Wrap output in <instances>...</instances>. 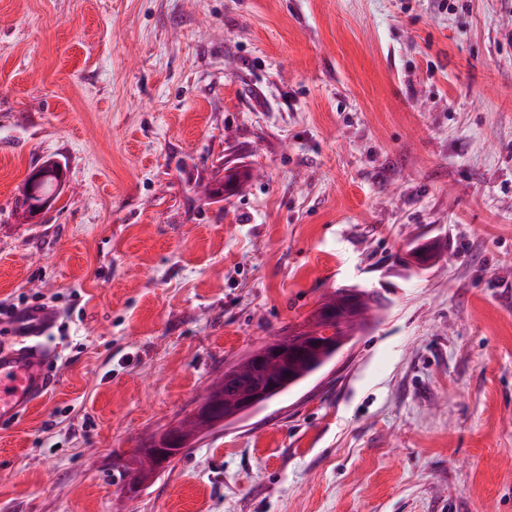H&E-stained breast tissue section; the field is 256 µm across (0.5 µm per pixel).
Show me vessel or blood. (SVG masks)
Masks as SVG:
<instances>
[{
  "mask_svg": "<svg viewBox=\"0 0 512 512\" xmlns=\"http://www.w3.org/2000/svg\"><path fill=\"white\" fill-rule=\"evenodd\" d=\"M51 324L47 311H34L11 323L9 333L17 349L0 352V420H15L25 415L38 397L52 384L46 370L49 353L25 347L24 342L39 336Z\"/></svg>",
  "mask_w": 512,
  "mask_h": 512,
  "instance_id": "1",
  "label": "vessel or blood"
}]
</instances>
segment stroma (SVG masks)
Returning <instances> with one entry per match:
<instances>
[{
  "mask_svg": "<svg viewBox=\"0 0 512 512\" xmlns=\"http://www.w3.org/2000/svg\"><path fill=\"white\" fill-rule=\"evenodd\" d=\"M355 286L368 328L131 489ZM36 295L0 512H512V0H0V303ZM26 348L0 352L1 421L25 415L53 384L46 370L51 355L35 346ZM193 434V430L190 429H185L184 432H181L177 426L171 427L156 441L148 445L147 448H143L141 453L147 454L151 458L144 460L140 456L142 463L135 462V468H139L135 471V483L141 485L148 481L153 473L158 472L168 462L171 453L175 450V448L171 447H179L186 444L194 437Z\"/></svg>",
  "mask_w": 512,
  "mask_h": 512,
  "instance_id": "35a3bbf8",
  "label": "stroma"
}]
</instances>
